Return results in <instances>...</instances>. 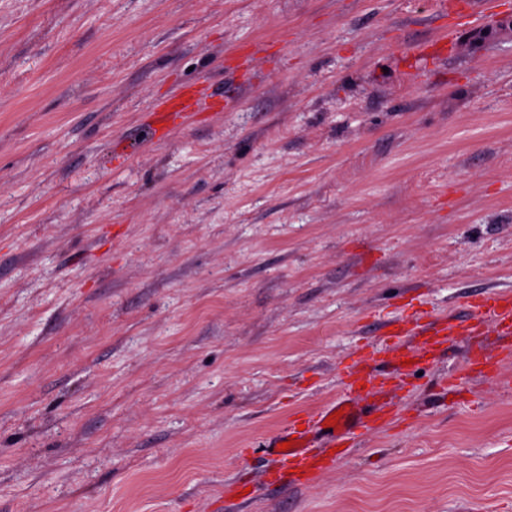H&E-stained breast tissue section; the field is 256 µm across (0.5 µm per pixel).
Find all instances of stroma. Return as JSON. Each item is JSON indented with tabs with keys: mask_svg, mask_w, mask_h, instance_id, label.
Masks as SVG:
<instances>
[{
	"mask_svg": "<svg viewBox=\"0 0 512 512\" xmlns=\"http://www.w3.org/2000/svg\"><path fill=\"white\" fill-rule=\"evenodd\" d=\"M495 2L427 64L437 0H0V512H512V360L450 396L466 341L314 482L258 446L512 292ZM203 97L193 98L192 95L169 98L157 105L151 114V125L171 124V129H177L182 122L176 123L178 118H183L185 112H199Z\"/></svg>",
	"mask_w": 512,
	"mask_h": 512,
	"instance_id": "35a3bbf8",
	"label": "stroma"
}]
</instances>
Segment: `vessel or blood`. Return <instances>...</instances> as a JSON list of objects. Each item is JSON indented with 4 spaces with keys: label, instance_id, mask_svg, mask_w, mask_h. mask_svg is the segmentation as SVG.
Instances as JSON below:
<instances>
[{
    "label": "vessel or blood",
    "instance_id": "vessel-or-blood-1",
    "mask_svg": "<svg viewBox=\"0 0 512 512\" xmlns=\"http://www.w3.org/2000/svg\"><path fill=\"white\" fill-rule=\"evenodd\" d=\"M481 0H463L456 15L448 22V32L423 47L428 56L447 54L454 47L456 31L473 19L475 7ZM201 99L184 95L167 99L157 105L151 114L152 124H175L184 113L199 111ZM471 310L468 320L457 321L448 317H431L427 320L406 321L390 331L392 342L384 349L381 360L371 361L362 357L354 359L346 368L345 391L325 403L316 413L294 419L282 430L268 436L262 443L266 455L282 462L280 470L268 473L266 482L283 486L302 482L326 469L328 458L312 454L318 441L344 442L360 431L378 428L380 417L362 413L360 401L363 388L374 380L385 377L415 376L428 357L438 356L449 337L476 336L483 320H491L504 350H512V294L488 291L469 298ZM410 359V366H403V359ZM338 416V423H331V416Z\"/></svg>",
    "mask_w": 512,
    "mask_h": 512
}]
</instances>
